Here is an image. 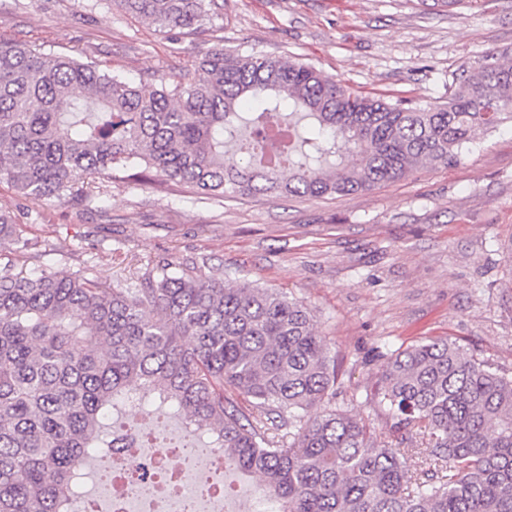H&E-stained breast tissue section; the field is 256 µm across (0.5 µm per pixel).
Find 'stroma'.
I'll return each mask as SVG.
<instances>
[{
  "instance_id": "obj_1",
  "label": "stroma",
  "mask_w": 512,
  "mask_h": 512,
  "mask_svg": "<svg viewBox=\"0 0 512 512\" xmlns=\"http://www.w3.org/2000/svg\"><path fill=\"white\" fill-rule=\"evenodd\" d=\"M195 30L158 32L117 0H0V41L92 60L131 81L197 70L211 50L299 59L355 91L417 106L447 101L455 73L490 52L512 58V0H219ZM26 226L30 271L91 269L106 287L158 264L240 279L312 309L336 360L337 408L380 436L391 354L457 342L512 374V125L459 165L422 167L332 197L206 198L158 180L90 181L82 197L29 201L0 183Z\"/></svg>"
}]
</instances>
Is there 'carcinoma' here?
<instances>
[{"label":"carcinoma","mask_w":512,"mask_h":512,"mask_svg":"<svg viewBox=\"0 0 512 512\" xmlns=\"http://www.w3.org/2000/svg\"><path fill=\"white\" fill-rule=\"evenodd\" d=\"M117 2L161 32L218 9ZM200 69L134 83L0 41V182L64 199L89 176L143 164L208 196L344 195L454 166L512 124V63L495 53L455 74L448 103L426 107L359 94L302 61L218 49ZM11 245L32 242L1 208L0 512H70L88 460L130 437L107 420L150 396L184 417L187 436L207 434L224 468L259 475L274 512H512V376L456 344L387 358L381 441L326 405L336 362L303 303L188 265L115 288L84 271L28 273Z\"/></svg>","instance_id":"1"}]
</instances>
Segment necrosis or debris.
I'll return each mask as SVG.
<instances>
[{
  "mask_svg": "<svg viewBox=\"0 0 512 512\" xmlns=\"http://www.w3.org/2000/svg\"><path fill=\"white\" fill-rule=\"evenodd\" d=\"M212 448H132L104 463L93 499L75 512H256L257 498L226 492L215 477Z\"/></svg>",
  "mask_w": 512,
  "mask_h": 512,
  "instance_id": "necrosis-or-debris-1",
  "label": "necrosis or debris"
}]
</instances>
